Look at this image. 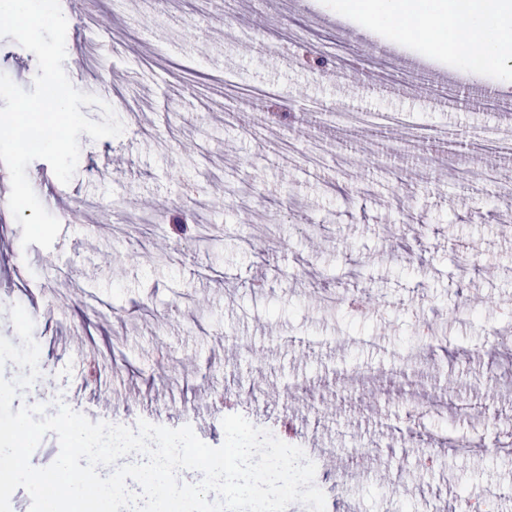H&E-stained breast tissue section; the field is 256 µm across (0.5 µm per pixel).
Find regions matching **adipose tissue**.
<instances>
[{
  "mask_svg": "<svg viewBox=\"0 0 512 512\" xmlns=\"http://www.w3.org/2000/svg\"><path fill=\"white\" fill-rule=\"evenodd\" d=\"M337 10L358 21L380 28L401 23L411 26L419 44L427 50L445 47L450 59L480 73L486 67L501 70L512 81V60L501 55L512 42V0H332ZM477 43L480 59H471L466 49Z\"/></svg>",
  "mask_w": 512,
  "mask_h": 512,
  "instance_id": "1",
  "label": "adipose tissue"
}]
</instances>
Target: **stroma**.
<instances>
[{
	"instance_id": "1",
	"label": "stroma",
	"mask_w": 512,
	"mask_h": 512,
	"mask_svg": "<svg viewBox=\"0 0 512 512\" xmlns=\"http://www.w3.org/2000/svg\"><path fill=\"white\" fill-rule=\"evenodd\" d=\"M97 2L87 21L60 0L64 68L86 93L113 84L124 133L81 135L69 184L42 159L27 175L99 234L68 224L52 248L25 247L0 213V336L17 340L21 305L44 378L19 403L188 425L213 447L223 418L243 415L334 449L319 467L326 512H471L485 481L512 486V356L498 337L512 324V233L499 227L512 200L484 195L470 150L507 122L478 90L512 98V82L489 69L434 83L430 69L456 65L325 0ZM36 67L0 38V72L29 91ZM356 112L401 122L357 130ZM414 130L447 137L448 155L426 154ZM364 293L377 312L352 307ZM423 331L421 363L409 354ZM433 388L446 406L422 405Z\"/></svg>"
}]
</instances>
